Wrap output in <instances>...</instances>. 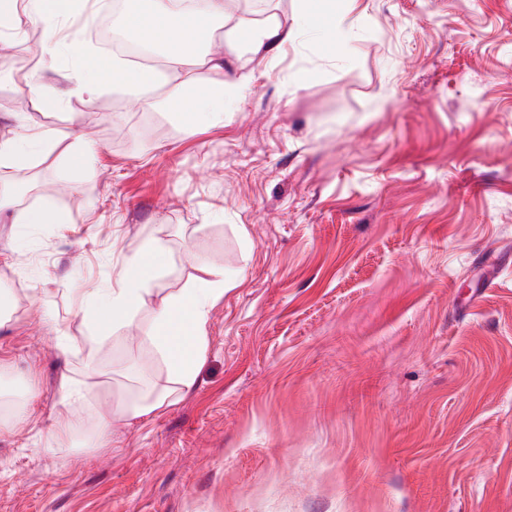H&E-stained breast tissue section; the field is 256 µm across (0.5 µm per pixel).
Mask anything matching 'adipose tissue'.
Instances as JSON below:
<instances>
[{
	"label": "adipose tissue",
	"mask_w": 512,
	"mask_h": 512,
	"mask_svg": "<svg viewBox=\"0 0 512 512\" xmlns=\"http://www.w3.org/2000/svg\"><path fill=\"white\" fill-rule=\"evenodd\" d=\"M98 10V0H0V50L17 43L26 25L36 24L44 31L42 56L84 52V45L70 36L66 27L70 20L94 16ZM113 23L129 37L162 50L161 72L138 71L103 54L91 55V62L113 86H145L161 76L178 79L181 105L176 117L189 133L199 125L223 120L225 96L238 93L250 81L244 72L247 56L276 55L292 37L277 16L246 19L229 12L227 0H201L196 10L185 9L180 0H150L149 8L124 12L114 17ZM215 24L225 27L224 36L209 42L207 50H198L199 34ZM240 25L249 29L243 42L234 32ZM201 64L212 75L205 88L193 79L195 67ZM56 145L54 133L46 129L25 137L0 136V209L16 202L17 187L11 173L34 168ZM167 254L161 238L144 240L126 258L111 288L88 293L80 313L93 328L88 340L93 350L138 326L143 342L165 366L169 386L138 399L118 396L101 389L94 362H87L83 379L65 375L59 381L63 409L48 433L49 444L71 446L74 412L91 403L95 424L88 444L108 447L114 424L134 425L176 404L193 388L208 346L205 325L228 283L223 270L199 260L195 263L197 276L185 287L163 292L160 281L167 273Z\"/></svg>",
	"instance_id": "1"
}]
</instances>
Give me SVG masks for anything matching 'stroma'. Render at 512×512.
I'll use <instances>...</instances> for the list:
<instances>
[{
  "mask_svg": "<svg viewBox=\"0 0 512 512\" xmlns=\"http://www.w3.org/2000/svg\"><path fill=\"white\" fill-rule=\"evenodd\" d=\"M295 36L249 62L222 123L187 133L178 82L86 98V60L40 72L32 110L12 74L44 36L0 56V133L14 115L80 142L24 173L0 212V512H512V0H263ZM49 208L61 224H18ZM184 287L193 257L234 283L213 307L195 387L77 456L45 436L61 375L80 376L83 296L146 237ZM65 333L73 346L57 347ZM95 355L134 391L165 369L137 327Z\"/></svg>",
  "mask_w": 512,
  "mask_h": 512,
  "instance_id": "stroma-1",
  "label": "stroma"
}]
</instances>
